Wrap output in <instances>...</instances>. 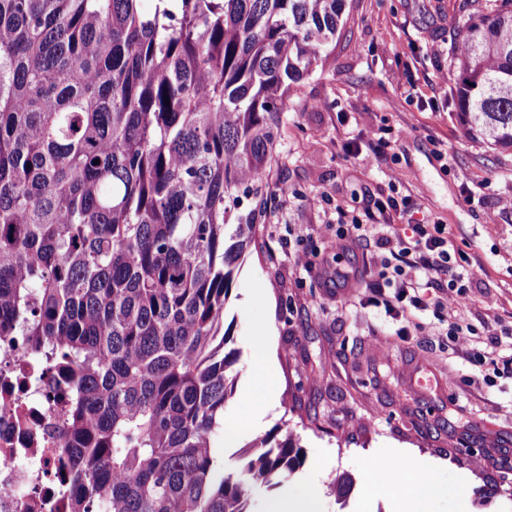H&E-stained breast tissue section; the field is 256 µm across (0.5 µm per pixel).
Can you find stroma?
<instances>
[{"instance_id":"obj_1","label":"stroma","mask_w":512,"mask_h":512,"mask_svg":"<svg viewBox=\"0 0 512 512\" xmlns=\"http://www.w3.org/2000/svg\"><path fill=\"white\" fill-rule=\"evenodd\" d=\"M464 3L349 0L344 36L280 116L267 182L286 181L294 194L268 192L256 246L235 271L224 318L236 352L224 421L235 435L215 433L214 454L232 470L255 437L292 434L303 462L281 487L314 497L318 512H389L409 491L403 469L413 459L452 491L434 512H456L459 493L473 512H512V367L478 357L490 334L512 344V151L467 137L451 103L448 55ZM352 143L359 157L348 156ZM315 195L322 205L310 206ZM406 195L421 206L395 224H446L469 258L467 345L448 340L444 314L391 318L364 282L331 275L388 254L374 243L339 260L325 253L320 237L337 208L360 216ZM305 227L318 237L297 241ZM300 246L311 272L288 261ZM269 341L276 402L255 426L245 394ZM344 473L352 485L339 500L333 485Z\"/></svg>"}]
</instances>
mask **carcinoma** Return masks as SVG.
Listing matches in <instances>:
<instances>
[{
    "label": "carcinoma",
    "mask_w": 512,
    "mask_h": 512,
    "mask_svg": "<svg viewBox=\"0 0 512 512\" xmlns=\"http://www.w3.org/2000/svg\"><path fill=\"white\" fill-rule=\"evenodd\" d=\"M347 0H0V336L70 376L66 512H252L301 463L211 452L225 304L278 116ZM464 133L512 150V0L454 28Z\"/></svg>",
    "instance_id": "carcinoma-1"
}]
</instances>
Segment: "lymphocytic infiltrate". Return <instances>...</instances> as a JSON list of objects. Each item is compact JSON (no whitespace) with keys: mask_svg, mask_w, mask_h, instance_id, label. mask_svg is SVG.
Masks as SVG:
<instances>
[{"mask_svg":"<svg viewBox=\"0 0 512 512\" xmlns=\"http://www.w3.org/2000/svg\"><path fill=\"white\" fill-rule=\"evenodd\" d=\"M415 198L404 196L379 205L370 223L350 217L345 209L336 211V233L323 239L326 252L339 254L354 245L363 244L380 228L381 216L388 211L417 208ZM389 255L379 270L369 273L367 286L370 300L384 308L391 318L409 319L413 311L432 308L448 313V337L453 343H467L474 330L461 310L470 300L471 280L460 268L465 255L450 247L448 228L443 224H407L393 228ZM437 288V299L426 298L424 289Z\"/></svg>","mask_w":512,"mask_h":512,"instance_id":"f902f5d3","label":"lymphocytic infiltrate"}]
</instances>
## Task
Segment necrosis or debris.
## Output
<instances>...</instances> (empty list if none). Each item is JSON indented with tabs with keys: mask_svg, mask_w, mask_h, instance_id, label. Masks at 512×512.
<instances>
[{
	"mask_svg": "<svg viewBox=\"0 0 512 512\" xmlns=\"http://www.w3.org/2000/svg\"><path fill=\"white\" fill-rule=\"evenodd\" d=\"M54 385L22 338L0 337V512H62L55 441L65 415Z\"/></svg>",
	"mask_w": 512,
	"mask_h": 512,
	"instance_id": "necrosis-or-debris-1",
	"label": "necrosis or debris"
}]
</instances>
